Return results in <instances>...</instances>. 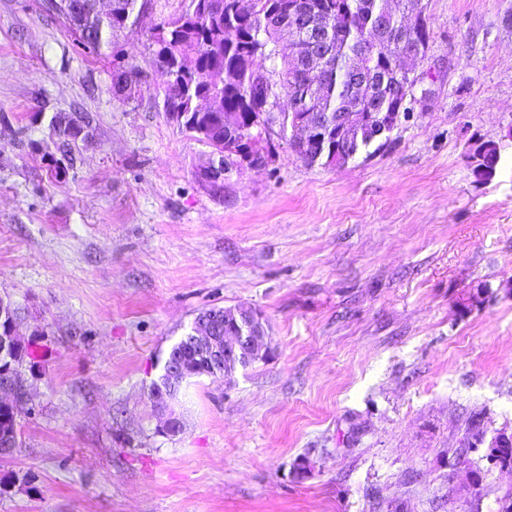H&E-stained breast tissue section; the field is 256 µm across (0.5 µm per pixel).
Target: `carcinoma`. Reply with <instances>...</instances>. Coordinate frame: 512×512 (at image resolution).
<instances>
[{
    "label": "carcinoma",
    "instance_id": "cac0c4a2",
    "mask_svg": "<svg viewBox=\"0 0 512 512\" xmlns=\"http://www.w3.org/2000/svg\"><path fill=\"white\" fill-rule=\"evenodd\" d=\"M304 2L309 9L321 13L332 29L329 56L323 68L312 79L298 69L288 55L277 56L276 46L285 36H292L286 28L270 29L262 21L263 15H287L291 8ZM224 7L209 13L203 21L182 20V17L164 21L152 32L151 40L171 46L172 60L166 66L173 75L163 88V112L189 111L196 98L210 94L211 88L194 80L201 69L216 67L224 70V108L202 116L188 115L182 130L195 135L197 126L204 123L215 130V144H224V113L238 112L241 126L257 123L264 112L262 98L263 73L276 74L286 96L295 87H306L313 103L306 111L318 117L325 112H367L373 101L379 100L394 109L397 98L392 95V81L403 51L419 42L430 41L431 31H419L397 17L389 20L392 42L383 63L371 64L370 78L365 85L352 87L348 64L365 49L363 32L371 28L373 13L381 8L383 0H222ZM270 66H265V62ZM54 144L62 145L58 170L73 165L74 147L85 140L81 132L89 128L85 118L73 127L67 119L54 115Z\"/></svg>",
    "mask_w": 512,
    "mask_h": 512
}]
</instances>
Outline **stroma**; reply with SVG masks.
<instances>
[{
    "label": "stroma",
    "mask_w": 512,
    "mask_h": 512,
    "mask_svg": "<svg viewBox=\"0 0 512 512\" xmlns=\"http://www.w3.org/2000/svg\"><path fill=\"white\" fill-rule=\"evenodd\" d=\"M139 2L96 53L45 0H0V296L44 351L0 512H501L512 468L468 443L512 432V0H421L435 94L386 146L335 169L283 148L218 194L153 96L150 32L189 0ZM55 112L91 125L61 174ZM237 305L269 356L184 382L158 435L167 353Z\"/></svg>",
    "instance_id": "obj_1"
}]
</instances>
